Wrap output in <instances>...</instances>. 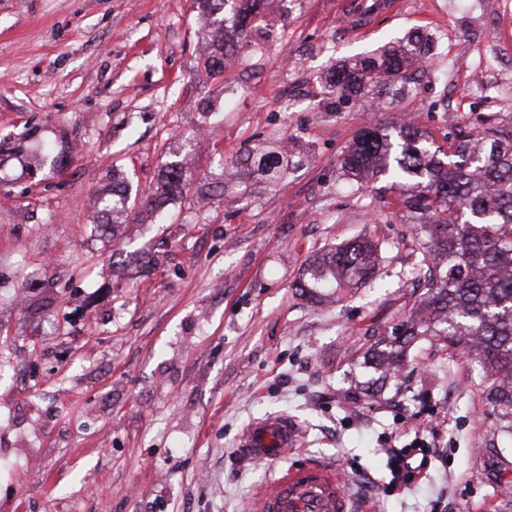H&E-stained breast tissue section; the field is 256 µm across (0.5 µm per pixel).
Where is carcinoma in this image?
Returning <instances> with one entry per match:
<instances>
[{"label":"carcinoma","mask_w":512,"mask_h":512,"mask_svg":"<svg viewBox=\"0 0 512 512\" xmlns=\"http://www.w3.org/2000/svg\"><path fill=\"white\" fill-rule=\"evenodd\" d=\"M210 18L208 73L224 71L229 55L248 43L247 26L263 16L267 0H200ZM430 40L413 31L374 53L347 61L329 80L340 100L391 99L405 92L406 72L429 53ZM450 153L432 147L413 125L365 126L340 160L341 174L357 183L390 181L413 213L424 238L420 272L426 292L414 301L392 337L363 353L360 373L367 387L382 385L401 371L407 348L419 336L460 347L492 379L486 394L498 436L512 441V141L478 146L462 138ZM271 178L287 170L281 148L248 153ZM180 164L166 172L160 192L147 206L183 193ZM376 246L354 240L314 257L296 283L310 300L334 296L376 280Z\"/></svg>","instance_id":"obj_1"}]
</instances>
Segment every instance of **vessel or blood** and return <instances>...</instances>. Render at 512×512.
Listing matches in <instances>:
<instances>
[{
    "mask_svg": "<svg viewBox=\"0 0 512 512\" xmlns=\"http://www.w3.org/2000/svg\"><path fill=\"white\" fill-rule=\"evenodd\" d=\"M297 441L284 418L253 424L244 445L256 460L279 458ZM350 498L333 467L308 461L289 467L263 486L249 505V512H351Z\"/></svg>",
    "mask_w": 512,
    "mask_h": 512,
    "instance_id": "vessel-or-blood-1",
    "label": "vessel or blood"
}]
</instances>
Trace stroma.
Listing matches in <instances>:
<instances>
[{
    "label": "stroma",
    "instance_id": "stroma-1",
    "mask_svg": "<svg viewBox=\"0 0 512 512\" xmlns=\"http://www.w3.org/2000/svg\"><path fill=\"white\" fill-rule=\"evenodd\" d=\"M290 0L223 74L204 69L195 0H0V512H247L308 460L334 467L354 512H512V447L491 445L483 371L421 341L376 397L354 357L390 335L423 248L385 180L339 175L368 123L403 112L441 147L512 138V88L459 95L449 62L481 41L512 71V5ZM431 67L373 112L338 102L343 59L412 30ZM285 143L287 175L248 152ZM187 187L160 215H106L172 163ZM366 238L377 281L316 304L295 281L317 252ZM298 443L244 454L254 423ZM427 428L424 477L394 484L388 448ZM297 442L295 428L287 418H271L253 424L246 432L243 446L258 461L279 458Z\"/></svg>",
    "mask_w": 512,
    "mask_h": 512
}]
</instances>
